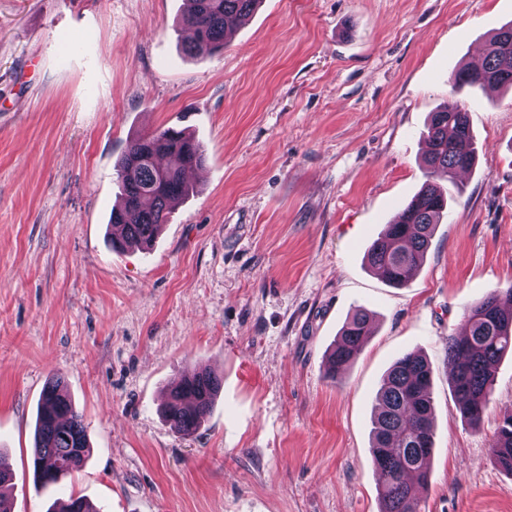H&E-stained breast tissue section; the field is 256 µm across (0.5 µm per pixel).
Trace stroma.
<instances>
[{"label": "stroma", "instance_id": "1", "mask_svg": "<svg viewBox=\"0 0 512 512\" xmlns=\"http://www.w3.org/2000/svg\"><path fill=\"white\" fill-rule=\"evenodd\" d=\"M185 0H0V456L14 512L69 496L97 512H379L371 460L384 375L432 369L435 448L420 512H512L492 443L512 355L478 425L448 385L465 308L512 286V92L455 90L512 0H263L223 52L187 54ZM466 103L479 145L406 287L366 252L428 178L430 112ZM186 129L192 194L150 249L112 245L131 138ZM372 331L327 377L349 316ZM222 387L184 436L161 413L196 368ZM59 378L84 466L30 467Z\"/></svg>", "mask_w": 512, "mask_h": 512}]
</instances>
